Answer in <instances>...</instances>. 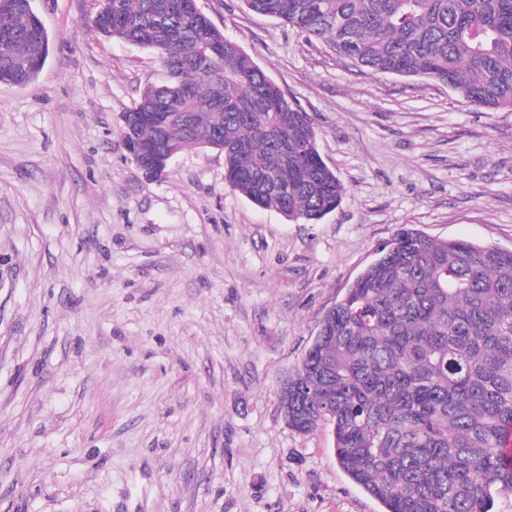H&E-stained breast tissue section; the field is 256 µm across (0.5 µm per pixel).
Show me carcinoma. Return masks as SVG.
Segmentation results:
<instances>
[{"instance_id": "1", "label": "carcinoma", "mask_w": 512, "mask_h": 512, "mask_svg": "<svg viewBox=\"0 0 512 512\" xmlns=\"http://www.w3.org/2000/svg\"><path fill=\"white\" fill-rule=\"evenodd\" d=\"M245 2L357 66L512 109V0ZM25 3L0 0V84L33 81L25 63L49 53ZM86 26L169 74L126 112L145 162L158 144L204 145L261 208L315 223L339 206L346 187L307 113L190 0H107ZM282 400L299 432L331 422L338 465L383 512H493L512 494V250L399 228L324 315Z\"/></svg>"}]
</instances>
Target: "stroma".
<instances>
[{
	"instance_id": "1",
	"label": "stroma",
	"mask_w": 512,
	"mask_h": 512,
	"mask_svg": "<svg viewBox=\"0 0 512 512\" xmlns=\"http://www.w3.org/2000/svg\"><path fill=\"white\" fill-rule=\"evenodd\" d=\"M196 4L346 191L297 224L208 147L145 180L122 116L165 69L88 29L97 0H34L49 56L0 84V512H382L281 389L401 226L512 249V111L357 67L244 0Z\"/></svg>"
}]
</instances>
